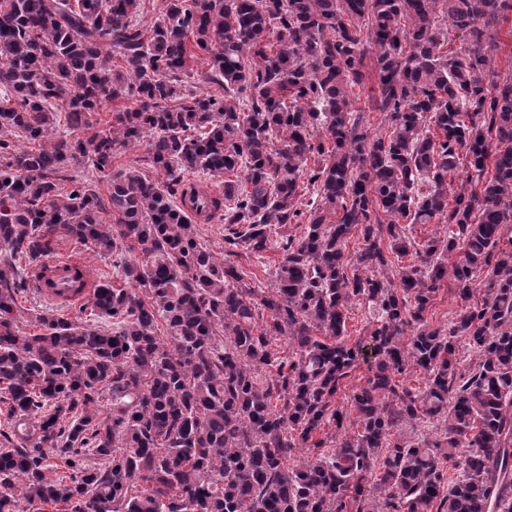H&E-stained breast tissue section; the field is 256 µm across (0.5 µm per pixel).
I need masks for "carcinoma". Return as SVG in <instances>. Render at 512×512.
<instances>
[{"instance_id":"obj_1","label":"carcinoma","mask_w":512,"mask_h":512,"mask_svg":"<svg viewBox=\"0 0 512 512\" xmlns=\"http://www.w3.org/2000/svg\"><path fill=\"white\" fill-rule=\"evenodd\" d=\"M138 7L0 0V512H512V70L495 72L512 0H166L148 28ZM197 50L223 95L184 92ZM371 52L375 137L350 97ZM119 97L136 107L98 129ZM147 136L164 182L118 172L103 195L69 169L107 176ZM190 171L224 180L222 258L182 209ZM303 218L272 292L243 283L231 257ZM415 224L457 230L419 244ZM64 236L139 256L90 312L27 318L16 261ZM446 280L465 305L432 328ZM357 296L378 317L351 342ZM367 347L375 367L336 404ZM425 419L440 436L405 441Z\"/></svg>"}]
</instances>
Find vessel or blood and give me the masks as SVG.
I'll use <instances>...</instances> for the list:
<instances>
[{"label": "vessel or blood", "mask_w": 512, "mask_h": 512, "mask_svg": "<svg viewBox=\"0 0 512 512\" xmlns=\"http://www.w3.org/2000/svg\"><path fill=\"white\" fill-rule=\"evenodd\" d=\"M35 273L49 298L57 302L80 304L95 291L97 277L88 262L79 255L53 258L40 263ZM82 278L83 288H76L75 278Z\"/></svg>", "instance_id": "1"}]
</instances>
